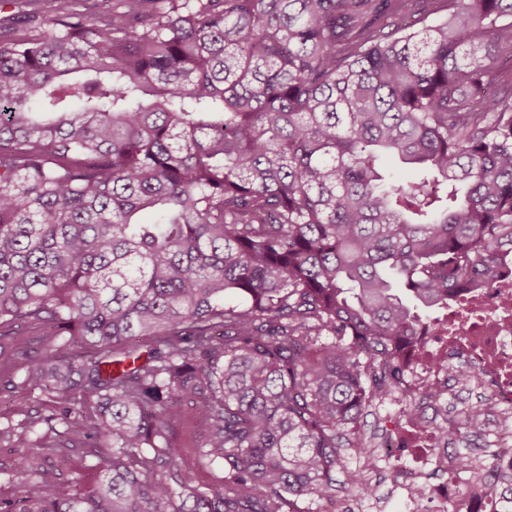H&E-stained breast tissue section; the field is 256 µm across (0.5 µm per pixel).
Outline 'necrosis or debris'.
<instances>
[{"label":"necrosis or debris","instance_id":"obj_1","mask_svg":"<svg viewBox=\"0 0 512 512\" xmlns=\"http://www.w3.org/2000/svg\"><path fill=\"white\" fill-rule=\"evenodd\" d=\"M444 319L438 330H419L403 351L404 393L416 407L398 408L387 425L384 451L403 461L407 512H433L463 480L443 436L456 428L442 413L450 387L485 384L482 408L499 418L492 453L497 463H512V263L489 286L451 297Z\"/></svg>","mask_w":512,"mask_h":512}]
</instances>
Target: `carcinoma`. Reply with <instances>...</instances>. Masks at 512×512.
<instances>
[{
	"mask_svg": "<svg viewBox=\"0 0 512 512\" xmlns=\"http://www.w3.org/2000/svg\"><path fill=\"white\" fill-rule=\"evenodd\" d=\"M27 2L0 28V388L52 411L0 445L55 460L21 458L6 512H327L400 351L512 252V0ZM75 448L89 490L59 483ZM203 413L196 408L186 410L183 427L180 434V457L182 466L193 477L194 486H207L216 483L222 476V465L209 464L199 457L198 446L201 443L199 431L202 425Z\"/></svg>",
	"mask_w": 512,
	"mask_h": 512,
	"instance_id": "cac0c4a2",
	"label": "carcinoma"
}]
</instances>
